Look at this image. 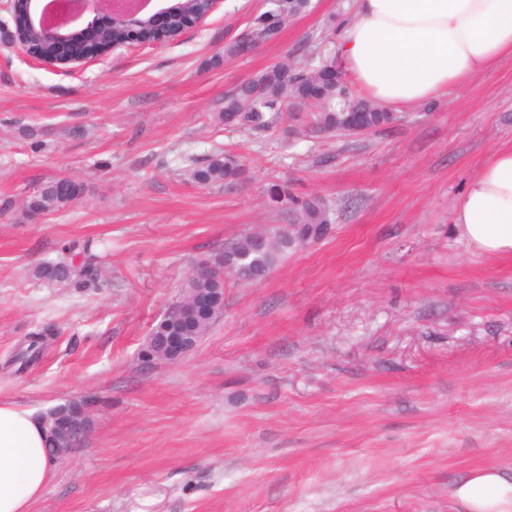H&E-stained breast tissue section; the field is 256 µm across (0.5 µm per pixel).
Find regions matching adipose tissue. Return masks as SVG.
Wrapping results in <instances>:
<instances>
[{"label":"adipose tissue","mask_w":512,"mask_h":512,"mask_svg":"<svg viewBox=\"0 0 512 512\" xmlns=\"http://www.w3.org/2000/svg\"><path fill=\"white\" fill-rule=\"evenodd\" d=\"M512 57V0H357L334 59L370 98L394 107L432 102ZM453 225L473 250L512 259V148L470 178ZM55 462L36 409L0 400V512H30ZM470 512H505L512 481L484 470L461 484Z\"/></svg>","instance_id":"obj_1"}]
</instances>
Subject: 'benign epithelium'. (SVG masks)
I'll use <instances>...</instances> for the list:
<instances>
[{"instance_id": "1", "label": "benign epithelium", "mask_w": 512, "mask_h": 512, "mask_svg": "<svg viewBox=\"0 0 512 512\" xmlns=\"http://www.w3.org/2000/svg\"><path fill=\"white\" fill-rule=\"evenodd\" d=\"M85 9H93L96 18L91 25L100 32L108 33L112 27L121 24L124 27L123 43H160L177 37L172 28L173 11L164 7L158 11L144 13L136 9L123 7H105L101 0H82ZM8 11L14 19L15 28L9 30L8 24L0 21V43L8 47H17L28 51L26 36L33 30L41 38L37 54L43 60L58 64H75L90 58L103 56L99 43L70 36L75 27H50L35 9V0H5L0 10ZM200 337L187 340L185 336H164L161 339L159 354L164 359L178 360L192 350ZM44 420L55 434L59 443L55 458H61L70 448L83 441L91 433L88 408L83 401L69 402L49 411Z\"/></svg>"}]
</instances>
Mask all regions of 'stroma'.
<instances>
[{"mask_svg":"<svg viewBox=\"0 0 512 512\" xmlns=\"http://www.w3.org/2000/svg\"><path fill=\"white\" fill-rule=\"evenodd\" d=\"M354 8L309 0L228 60L267 0H222L177 40L79 66L0 46V399L94 402L90 435L31 512H469L460 484L512 476V260L452 224L470 177L512 146V58L363 134L317 132L295 107L267 128L214 120L239 84L331 57ZM217 151L239 178L197 184ZM63 175L79 203L28 219L26 196ZM275 185L322 198L330 233L261 283L226 278L224 315L197 346L144 361L198 261L288 223ZM88 240L97 287L35 277ZM44 327L40 359L14 371Z\"/></svg>","mask_w":512,"mask_h":512,"instance_id":"35a3bbf8","label":"stroma"}]
</instances>
